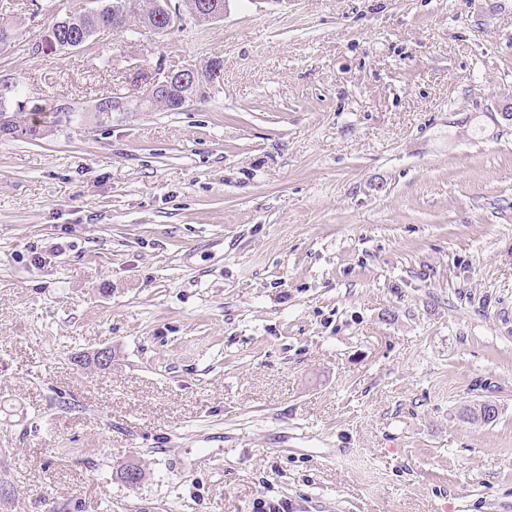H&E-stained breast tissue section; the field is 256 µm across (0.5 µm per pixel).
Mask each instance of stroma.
Returning <instances> with one entry per match:
<instances>
[{"label": "stroma", "mask_w": 512, "mask_h": 512, "mask_svg": "<svg viewBox=\"0 0 512 512\" xmlns=\"http://www.w3.org/2000/svg\"><path fill=\"white\" fill-rule=\"evenodd\" d=\"M71 5L0 0V512H512V0ZM78 1V6L67 10L62 20H68V24L63 25L61 43L81 41L88 43L101 31L113 35H123L127 32V26H112V21L116 17L124 20L125 25L131 24H151L154 27L163 25L162 21L156 19L159 10L156 7V0H137V7L128 9L126 2L130 0H89ZM88 4H91L90 6ZM219 76L220 71L218 70V68H213L212 70H205V73H199V71L192 68H181L179 71L171 70L167 72L166 76L162 81H153L151 87V95L152 97H155L158 94L166 95L170 92H175V89L177 87H188L185 92L176 91L179 94V105L181 108L185 105L186 102L193 98L200 84H202L204 80L214 81ZM178 94H174L175 98L177 97ZM175 98L170 93L165 98L156 100V104L165 107L167 110H174L178 108L175 102Z\"/></svg>", "instance_id": "1"}]
</instances>
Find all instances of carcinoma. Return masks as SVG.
Returning a JSON list of instances; mask_svg holds the SVG:
<instances>
[{"mask_svg":"<svg viewBox=\"0 0 512 512\" xmlns=\"http://www.w3.org/2000/svg\"><path fill=\"white\" fill-rule=\"evenodd\" d=\"M128 0H93L91 4H78L66 11L64 19L68 24L64 26L61 43L73 41H91L102 30L112 27V21L119 17L125 24H150L154 27L163 25L157 20L159 10L156 0H137V7L129 9ZM29 135L39 134V127L21 125L18 121L0 123V136L2 135Z\"/></svg>","mask_w":512,"mask_h":512,"instance_id":"carcinoma-1","label":"carcinoma"}]
</instances>
